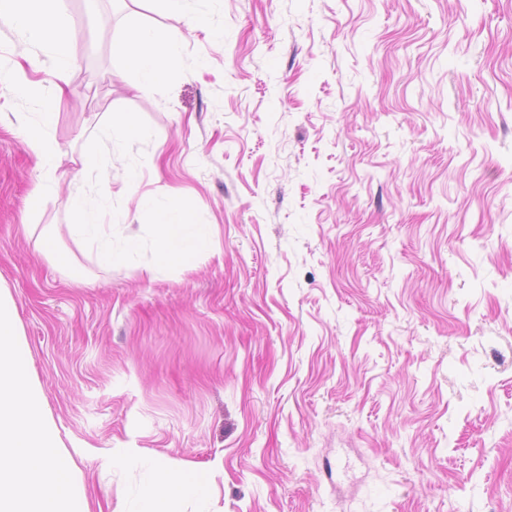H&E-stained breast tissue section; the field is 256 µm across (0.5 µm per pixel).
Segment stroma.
<instances>
[{"label":"stroma","mask_w":512,"mask_h":512,"mask_svg":"<svg viewBox=\"0 0 512 512\" xmlns=\"http://www.w3.org/2000/svg\"><path fill=\"white\" fill-rule=\"evenodd\" d=\"M64 9L68 65L0 14V287L93 512H138L146 458L217 468L179 512H512V0ZM135 25L177 38L162 82L112 54ZM26 145L41 159L44 168L55 167L54 150L49 144L48 133L45 128L32 131L25 139ZM67 206L74 216L76 224H69L75 235L91 236L98 242L100 251L107 257L112 256V224H103L99 212L85 207L79 198H70ZM179 208L181 210L163 213L156 225L159 255L165 262L190 264L198 253L205 250L208 241L205 237L190 238L186 235V224L192 223L190 211L186 207ZM173 216H176V221L172 220Z\"/></svg>","instance_id":"1"}]
</instances>
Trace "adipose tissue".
Masks as SVG:
<instances>
[{"mask_svg":"<svg viewBox=\"0 0 512 512\" xmlns=\"http://www.w3.org/2000/svg\"><path fill=\"white\" fill-rule=\"evenodd\" d=\"M62 2L41 0L38 9H18L14 17L34 39L52 45L63 61L67 62L74 55L75 35L60 9ZM173 44V39L166 34L134 26L122 38L113 42L112 52L138 68L147 81L157 83L167 75V60ZM67 206L75 219L73 233L80 237L95 238L100 251L104 255H111V227L104 224L100 213L86 208L77 198L69 199ZM190 221V213L185 209L161 215L157 237L159 255L163 261L189 264L198 253L205 250L208 245L206 238L187 236L186 226ZM149 467L154 475V488L143 499L140 512H178L177 505L182 499L200 497L211 490L210 469H181L154 461L150 462Z\"/></svg>","mask_w":512,"mask_h":512,"instance_id":"adipose-tissue-1","label":"adipose tissue"}]
</instances>
